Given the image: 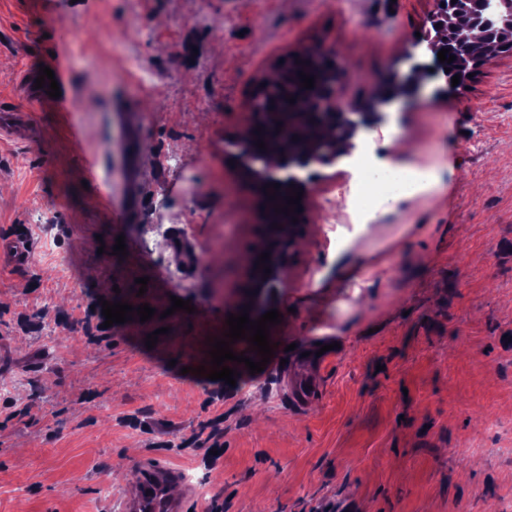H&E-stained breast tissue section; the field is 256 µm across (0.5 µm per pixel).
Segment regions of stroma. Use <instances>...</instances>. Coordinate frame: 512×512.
I'll list each match as a JSON object with an SVG mask.
<instances>
[{
	"label": "stroma",
	"mask_w": 512,
	"mask_h": 512,
	"mask_svg": "<svg viewBox=\"0 0 512 512\" xmlns=\"http://www.w3.org/2000/svg\"><path fill=\"white\" fill-rule=\"evenodd\" d=\"M433 8L0 0V108L30 110L35 126L30 140H0V238L33 245L26 268L0 270V512H109L149 455L180 469L175 494L206 484L224 512L512 507V55L460 86L430 80L426 103L393 101L388 123L359 132L370 168L433 162L414 198L369 189L374 223L345 221L348 158L318 167L284 282L262 298L282 316L276 364H237L220 399L214 381L181 373L210 363V340L249 293L243 258L262 248L261 194L231 147L256 89L321 44L351 73L347 96L373 103L385 80L408 77L402 58ZM57 20L65 34H52ZM51 52L76 104L64 117L18 89ZM133 54L152 83L128 68ZM121 101L143 117L131 224L99 206L127 196ZM160 276L172 294L140 290ZM175 296L194 313L171 311ZM104 301L157 314L109 327ZM307 373L322 393L301 407ZM219 415L224 454L207 467L183 440Z\"/></svg>",
	"instance_id": "1"
}]
</instances>
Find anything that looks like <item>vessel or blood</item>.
Returning <instances> with one entry per match:
<instances>
[{
  "label": "vessel or blood",
  "instance_id": "1",
  "mask_svg": "<svg viewBox=\"0 0 512 512\" xmlns=\"http://www.w3.org/2000/svg\"><path fill=\"white\" fill-rule=\"evenodd\" d=\"M50 67L61 90L58 98H49L46 89L37 87V71L28 70L22 75L23 92L33 103L53 100L59 111L69 112L74 103L67 94L68 76L59 60H51ZM31 134V115L21 111L0 113V139L24 140ZM128 196L121 208L110 209L109 215L122 223H130L137 211L140 185L137 176V143L129 141L127 147ZM32 259V244L27 236L13 235L0 240V268L20 269ZM180 479L178 471L155 457H148L140 464L138 483L121 498L120 512H189L192 505L190 493L174 498L168 493L171 484Z\"/></svg>",
  "mask_w": 512,
  "mask_h": 512
}]
</instances>
